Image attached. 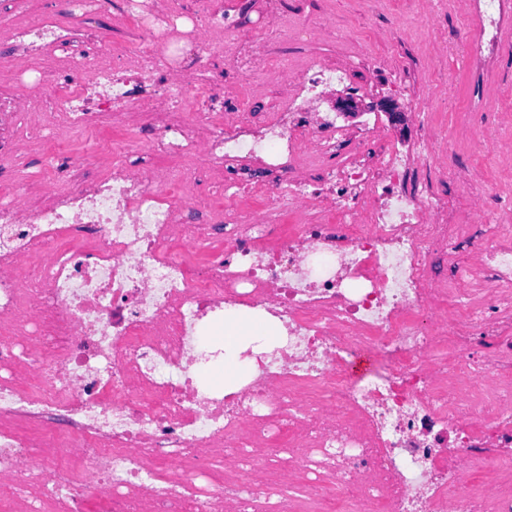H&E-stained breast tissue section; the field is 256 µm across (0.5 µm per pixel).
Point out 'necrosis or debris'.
I'll return each instance as SVG.
<instances>
[{
    "instance_id": "obj_1",
    "label": "necrosis or debris",
    "mask_w": 512,
    "mask_h": 512,
    "mask_svg": "<svg viewBox=\"0 0 512 512\" xmlns=\"http://www.w3.org/2000/svg\"><path fill=\"white\" fill-rule=\"evenodd\" d=\"M157 2L0 10V512H512V191L467 178L429 124L438 87L396 62L282 58L334 38L335 11ZM511 5L421 22L476 84ZM90 6L134 38L91 50ZM358 63L390 82L352 87ZM251 79L275 87L267 111ZM118 127L59 165L57 145ZM465 131L512 168L502 125ZM32 143L40 173L17 181ZM230 318L275 334L202 385Z\"/></svg>"
}]
</instances>
